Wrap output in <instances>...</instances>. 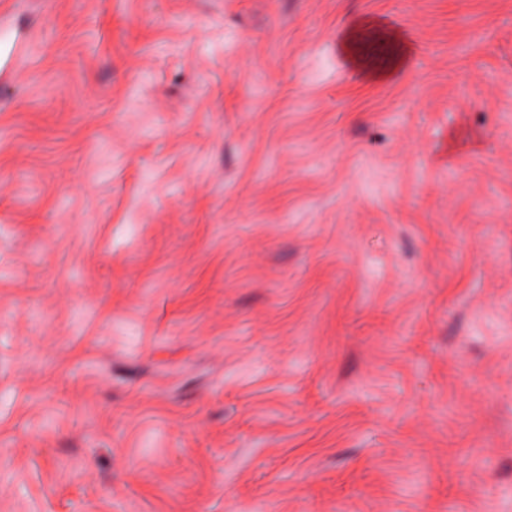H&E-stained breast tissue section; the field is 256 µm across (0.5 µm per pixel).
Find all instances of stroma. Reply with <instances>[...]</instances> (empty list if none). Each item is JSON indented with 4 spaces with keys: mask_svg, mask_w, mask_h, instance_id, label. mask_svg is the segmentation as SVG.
<instances>
[{
    "mask_svg": "<svg viewBox=\"0 0 512 512\" xmlns=\"http://www.w3.org/2000/svg\"><path fill=\"white\" fill-rule=\"evenodd\" d=\"M19 32L0 512H512V0H0ZM367 27L366 22H359L350 27L343 35L342 47L353 68L361 71L371 81L383 82L403 68L406 52L398 43H395L396 50L389 68L383 70L373 68L361 52V41Z\"/></svg>",
    "mask_w": 512,
    "mask_h": 512,
    "instance_id": "35a3bbf8",
    "label": "stroma"
}]
</instances>
